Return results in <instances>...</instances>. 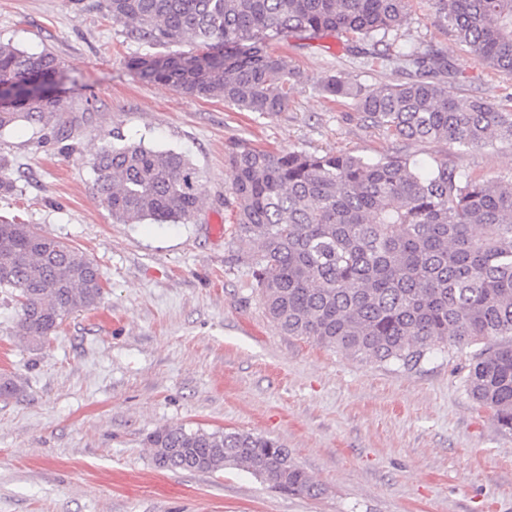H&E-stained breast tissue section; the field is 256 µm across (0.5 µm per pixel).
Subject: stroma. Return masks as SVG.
<instances>
[{
    "label": "stroma",
    "mask_w": 512,
    "mask_h": 512,
    "mask_svg": "<svg viewBox=\"0 0 512 512\" xmlns=\"http://www.w3.org/2000/svg\"><path fill=\"white\" fill-rule=\"evenodd\" d=\"M98 2L0 0V41L51 50L66 77L54 127L0 132L19 188L0 215L69 243L104 286L98 308L65 317L35 347L15 338L20 309L0 289V375L19 386L0 398V512H512V435L462 386L473 348L439 346L407 368L281 334L238 261L247 245L228 203L229 155L247 145L401 151L491 180L512 176V143L396 140L319 85L336 72L364 87L408 73L332 36L271 41L300 73L287 111L183 94L128 67L143 47ZM403 32L447 55L461 94L512 105V74L460 44L432 0H411ZM116 131L198 170L204 200L188 223L113 220L93 159ZM168 426L274 438L324 492L288 495L233 466L156 469L145 439Z\"/></svg>",
    "instance_id": "obj_1"
}]
</instances>
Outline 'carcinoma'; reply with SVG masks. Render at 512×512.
<instances>
[{
    "label": "carcinoma",
    "instance_id": "obj_1",
    "mask_svg": "<svg viewBox=\"0 0 512 512\" xmlns=\"http://www.w3.org/2000/svg\"><path fill=\"white\" fill-rule=\"evenodd\" d=\"M410 0H101L129 38L149 48L129 66L148 82L217 97L261 115L288 110L298 73L268 41L284 33L334 34L372 44L371 57L414 79L364 88L327 75L321 92L403 141L468 148L512 142V109L459 96L458 73L437 50L402 32ZM457 41L512 73V0H434ZM191 50L183 51L181 47ZM163 48L166 53H158ZM62 66L48 49L0 42V131L45 130L62 103ZM103 146L94 167L101 203L122 224H184L202 203V180L185 156L140 144ZM229 188L247 268L270 321L365 362L415 366L432 349L483 344L463 386L512 433V178L483 180L448 161L395 153L307 154L259 147L231 153ZM0 157V197L16 191ZM0 288L20 299L21 342L51 334L70 314L98 307L97 264L32 224L0 219ZM160 470L234 466L272 487L317 497L323 488L279 442L239 431L165 427L147 436Z\"/></svg>",
    "mask_w": 512,
    "mask_h": 512
}]
</instances>
